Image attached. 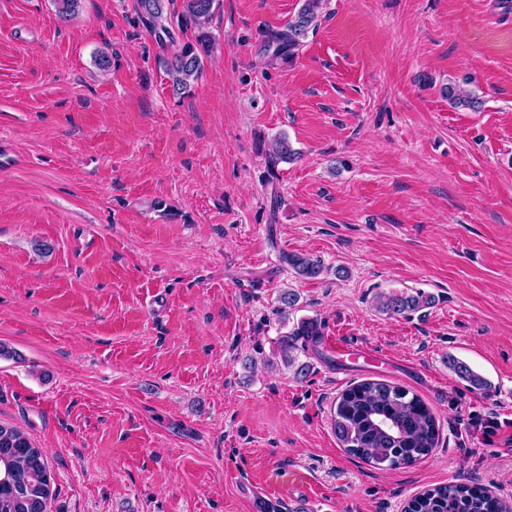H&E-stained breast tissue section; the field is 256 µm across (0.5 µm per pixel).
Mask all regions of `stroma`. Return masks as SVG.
Here are the masks:
<instances>
[{
  "instance_id": "obj_1",
  "label": "stroma",
  "mask_w": 512,
  "mask_h": 512,
  "mask_svg": "<svg viewBox=\"0 0 512 512\" xmlns=\"http://www.w3.org/2000/svg\"><path fill=\"white\" fill-rule=\"evenodd\" d=\"M134 5L64 22L0 0V422L46 452L50 512H249L251 485L275 512H403L448 482L512 500V0H328L273 66L264 34L299 0H217L183 99ZM278 133L301 156L270 182ZM285 253L325 270L295 278ZM418 291L432 305L374 304ZM308 317L399 369L312 343L296 376L281 343ZM365 379L432 407L431 456L345 452L332 404ZM431 304L422 294L391 293L380 297L378 308L390 315H400L407 311L419 310Z\"/></svg>"
}]
</instances>
